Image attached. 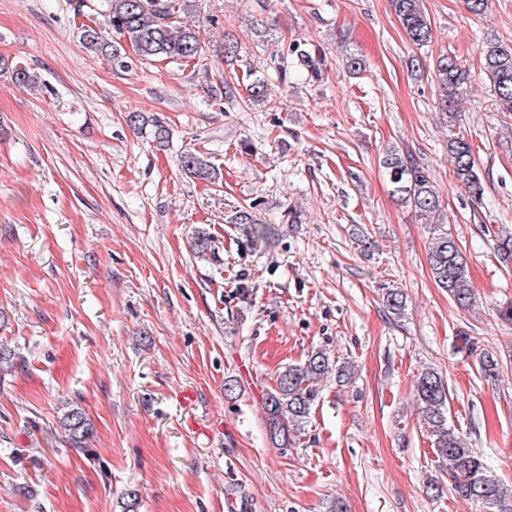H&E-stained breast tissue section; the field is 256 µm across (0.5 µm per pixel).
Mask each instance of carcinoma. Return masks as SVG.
<instances>
[{"label": "carcinoma", "mask_w": 512, "mask_h": 512, "mask_svg": "<svg viewBox=\"0 0 512 512\" xmlns=\"http://www.w3.org/2000/svg\"><path fill=\"white\" fill-rule=\"evenodd\" d=\"M406 39L417 48L430 46L433 28L423 0H389ZM186 0H105V24L87 26L82 32L85 49L94 56L106 58L112 67L127 69L132 66L123 44L112 39V34L126 40L136 56L146 61L189 62L197 58L203 48V23L192 19L180 21L179 13L187 10ZM344 60L352 73L366 71V61L359 51L350 46L345 35H340ZM480 72L493 92L497 110L512 114V41L488 37L482 42ZM293 57L305 66L311 77L322 76V58L316 49L306 43L289 46L283 63L279 64L277 78H287L285 62ZM408 68L413 72H428L436 90V104L441 124L448 130V162L456 185L470 197L478 200L484 187L475 160L472 144L460 130L461 102L471 83V69L454 52L442 53L427 65L418 55L412 56ZM245 86L248 100L266 103L270 98L269 80L246 72L245 81L238 74L224 79V99L239 97V87ZM127 121L137 131H150L152 142L158 147L168 143L169 131L157 116L140 112L128 115ZM182 172L193 179L212 183L217 177L214 166L201 155L185 151L180 155ZM380 165L392 186L393 196L409 207L424 223L432 225L428 265L435 284L448 293L457 308L468 311L475 303V290L467 260L458 241L443 223L434 217L441 211L442 198L431 180L427 168L409 151L398 146L386 149ZM234 223L249 224L253 233L265 238L272 234L267 224H258L247 210L234 215ZM495 255L505 265L512 264V233L495 236ZM383 303L396 317L404 315L406 295L399 289L385 288ZM351 366L332 360L323 350L311 352L298 364H290L276 376L275 384L263 395L267 436L276 448L290 446L292 433L301 429L311 415L324 380L335 376L343 382L349 378ZM413 394L419 418L433 437L438 467L448 475V483L456 497L480 504L485 512H512V501L504 495L499 482L489 473L482 456L466 446L463 437L448 424L449 384L441 373L424 368L414 376ZM60 428L70 447L86 450L92 426L79 406H72L62 414Z\"/></svg>", "instance_id": "carcinoma-1"}]
</instances>
